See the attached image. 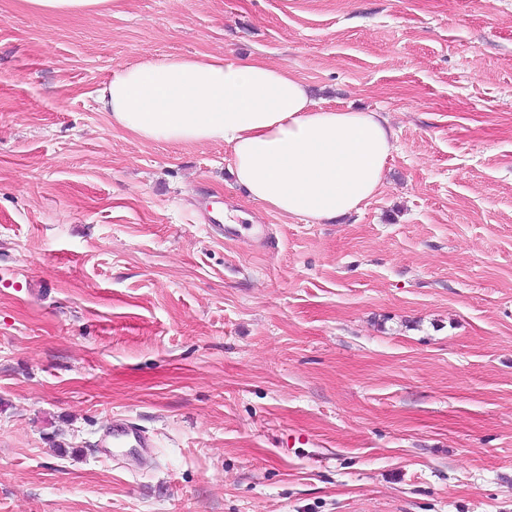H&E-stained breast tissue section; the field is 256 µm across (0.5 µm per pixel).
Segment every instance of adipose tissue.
I'll list each match as a JSON object with an SVG mask.
<instances>
[{"instance_id": "obj_1", "label": "adipose tissue", "mask_w": 512, "mask_h": 512, "mask_svg": "<svg viewBox=\"0 0 512 512\" xmlns=\"http://www.w3.org/2000/svg\"><path fill=\"white\" fill-rule=\"evenodd\" d=\"M34 13L102 16L122 0H20ZM114 128L171 145L221 142L251 199L318 223L359 211L380 187L394 130L378 112L319 107L287 66L221 54L113 68L97 94Z\"/></svg>"}]
</instances>
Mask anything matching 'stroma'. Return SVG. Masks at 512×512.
Wrapping results in <instances>:
<instances>
[{
    "instance_id": "stroma-1",
    "label": "stroma",
    "mask_w": 512,
    "mask_h": 512,
    "mask_svg": "<svg viewBox=\"0 0 512 512\" xmlns=\"http://www.w3.org/2000/svg\"><path fill=\"white\" fill-rule=\"evenodd\" d=\"M207 53L385 115L377 193L284 217L100 110ZM0 512H512V0H0ZM33 13L46 15L102 16L119 9L122 0H19ZM106 447L114 449L128 448V450L139 451V449L151 448V443L134 422L127 419H113L107 427Z\"/></svg>"
}]
</instances>
